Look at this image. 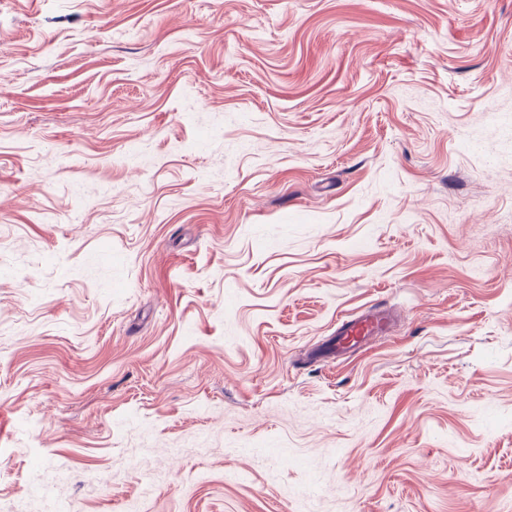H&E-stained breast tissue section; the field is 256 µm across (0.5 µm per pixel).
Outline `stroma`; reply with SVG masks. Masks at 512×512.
<instances>
[{
	"label": "stroma",
	"instance_id": "35a3bbf8",
	"mask_svg": "<svg viewBox=\"0 0 512 512\" xmlns=\"http://www.w3.org/2000/svg\"><path fill=\"white\" fill-rule=\"evenodd\" d=\"M55 504L512 512V0H0V512ZM390 320L388 313L369 309L338 322L334 336L328 345V354H321L320 358L324 361L335 358L336 355L356 346L368 337L384 332Z\"/></svg>",
	"mask_w": 512,
	"mask_h": 512
}]
</instances>
